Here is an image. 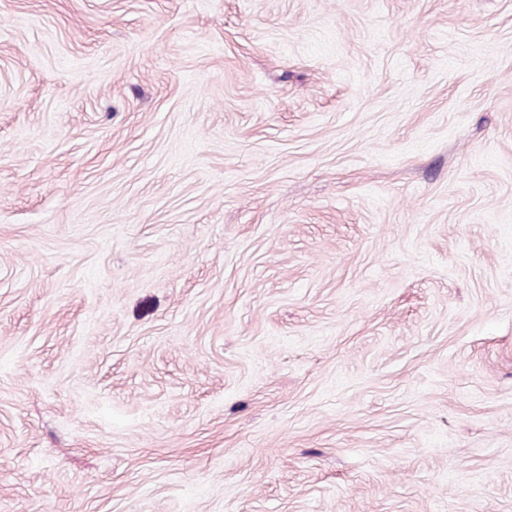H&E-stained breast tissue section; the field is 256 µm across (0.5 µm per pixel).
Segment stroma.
Segmentation results:
<instances>
[{"label":"stroma","instance_id":"1","mask_svg":"<svg viewBox=\"0 0 512 512\" xmlns=\"http://www.w3.org/2000/svg\"><path fill=\"white\" fill-rule=\"evenodd\" d=\"M0 512H512V0H0Z\"/></svg>","mask_w":512,"mask_h":512}]
</instances>
